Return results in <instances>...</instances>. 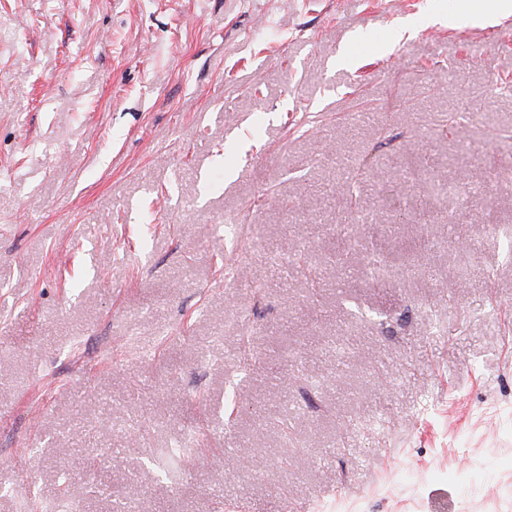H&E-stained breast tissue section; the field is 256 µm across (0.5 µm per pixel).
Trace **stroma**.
<instances>
[{"mask_svg": "<svg viewBox=\"0 0 512 512\" xmlns=\"http://www.w3.org/2000/svg\"><path fill=\"white\" fill-rule=\"evenodd\" d=\"M461 3L0 0V512H512V11Z\"/></svg>", "mask_w": 512, "mask_h": 512, "instance_id": "stroma-1", "label": "stroma"}]
</instances>
